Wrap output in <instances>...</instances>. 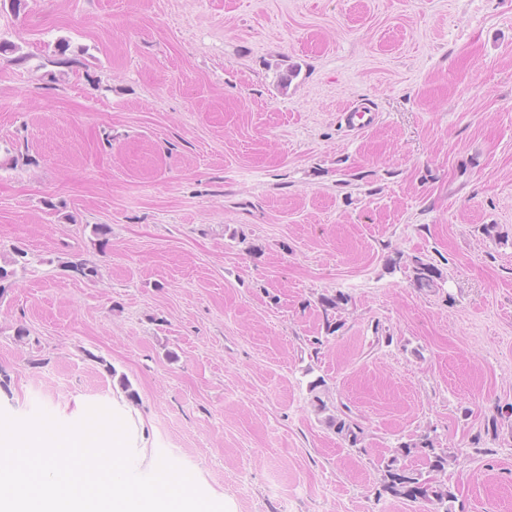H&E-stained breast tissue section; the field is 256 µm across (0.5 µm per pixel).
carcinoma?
<instances>
[{"label":"carcinoma","mask_w":512,"mask_h":512,"mask_svg":"<svg viewBox=\"0 0 512 512\" xmlns=\"http://www.w3.org/2000/svg\"><path fill=\"white\" fill-rule=\"evenodd\" d=\"M24 252H17V257L0 265V296L12 285L15 270L11 266L18 264V258ZM412 268L413 281L418 288H433L437 281L442 279V272L432 263L419 256L409 258ZM328 426L333 428L350 447L354 448L361 443L363 430L353 420L344 417H331ZM421 455L425 458L429 472L434 477H425L422 472L413 468L412 458ZM456 459V453L449 448H437L433 440L422 435L419 439L399 444L392 449L389 457L381 459L382 490L395 497H403L410 501L424 500L438 505L451 502L455 494L441 476L445 475L448 466Z\"/></svg>","instance_id":"cac0c4a2"}]
</instances>
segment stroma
I'll list each match as a JSON object with an SVG mask.
<instances>
[{
	"mask_svg": "<svg viewBox=\"0 0 512 512\" xmlns=\"http://www.w3.org/2000/svg\"><path fill=\"white\" fill-rule=\"evenodd\" d=\"M0 40L1 411L127 386L232 512H435L378 493L426 434L451 512H512V0H0ZM409 259L413 273V281L418 288H433L437 281L442 279V272L439 268L422 257L413 256ZM328 426L333 428L336 434L340 435L350 447H357L361 443L363 430L353 420L347 417H330Z\"/></svg>",
	"mask_w": 512,
	"mask_h": 512,
	"instance_id": "stroma-1",
	"label": "stroma"
}]
</instances>
